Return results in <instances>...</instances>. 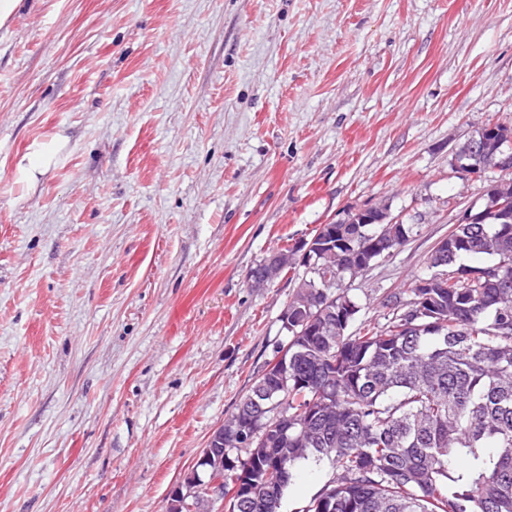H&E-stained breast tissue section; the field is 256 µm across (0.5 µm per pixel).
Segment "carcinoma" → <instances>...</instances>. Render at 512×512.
I'll return each instance as SVG.
<instances>
[{"instance_id": "obj_1", "label": "carcinoma", "mask_w": 512, "mask_h": 512, "mask_svg": "<svg viewBox=\"0 0 512 512\" xmlns=\"http://www.w3.org/2000/svg\"><path fill=\"white\" fill-rule=\"evenodd\" d=\"M502 152L512 127L467 140L455 152L481 164L478 141ZM486 196L512 199V178L489 185ZM475 213L457 224L446 246L432 249L426 267L436 288L408 287L383 296L382 320L361 319L365 305L342 287L367 272L358 256L372 242L376 261L393 257L413 225L390 222V205L345 224L318 229L331 245L314 256L335 287L320 291L319 275L303 271L288 301V371L258 378L224 421V480L244 484L242 500L224 512H281L296 466L313 459L333 475L300 512H512V212ZM464 257L485 262L466 265ZM346 312L343 324L328 312ZM272 393L271 409L253 405ZM255 424L246 443L239 427ZM205 493L181 512H219Z\"/></svg>"}]
</instances>
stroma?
<instances>
[{
  "instance_id": "1",
  "label": "stroma",
  "mask_w": 512,
  "mask_h": 512,
  "mask_svg": "<svg viewBox=\"0 0 512 512\" xmlns=\"http://www.w3.org/2000/svg\"><path fill=\"white\" fill-rule=\"evenodd\" d=\"M512 127V0H20L0 24V512H166L287 333L248 273L388 202L423 274ZM63 135L34 189L14 162ZM305 462L282 512L329 480ZM473 137H475L477 140L474 142L471 140ZM489 140H493L495 143H497V146H493L498 150L499 153L502 151H505V149H508L509 151H505V154H509L511 152L512 154V127H507L504 125L496 124L494 125V130H491L488 133L483 134L481 136L480 130L476 132L474 136H472L470 139H468L466 142H464L455 152V158H463V156L470 152L473 153V157L471 158H465L468 159L471 163L474 165H480L481 164V154H480V148L478 147V144L481 142L482 138H487ZM511 146V147H510ZM511 149V151H510Z\"/></svg>"
}]
</instances>
